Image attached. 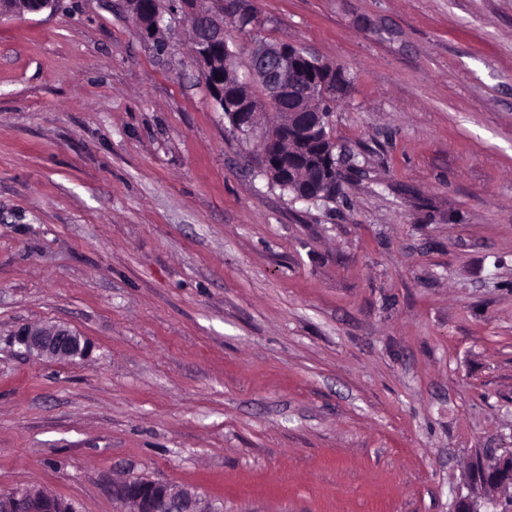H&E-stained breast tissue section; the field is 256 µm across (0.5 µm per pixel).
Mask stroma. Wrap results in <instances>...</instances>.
<instances>
[{
  "instance_id": "obj_1",
  "label": "stroma",
  "mask_w": 512,
  "mask_h": 512,
  "mask_svg": "<svg viewBox=\"0 0 512 512\" xmlns=\"http://www.w3.org/2000/svg\"><path fill=\"white\" fill-rule=\"evenodd\" d=\"M350 82L340 188L259 171L165 13L0 19V490L127 512H454L512 451V0H246ZM57 323L87 357L14 340ZM149 2L158 11L151 13L149 16H143L145 2L137 0L128 1L132 21L145 39H153L155 31L160 28V23L163 19L162 9L159 10L161 6L160 0H149ZM112 497L133 512H217L196 489L143 477L113 482Z\"/></svg>"
}]
</instances>
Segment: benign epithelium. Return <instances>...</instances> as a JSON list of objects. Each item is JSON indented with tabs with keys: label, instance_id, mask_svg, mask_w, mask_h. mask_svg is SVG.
<instances>
[{
	"label": "benign epithelium",
	"instance_id": "obj_1",
	"mask_svg": "<svg viewBox=\"0 0 512 512\" xmlns=\"http://www.w3.org/2000/svg\"><path fill=\"white\" fill-rule=\"evenodd\" d=\"M184 18L198 27L202 38L195 47V63L206 76L220 74L217 60L229 51L224 32V8H231L237 17L250 25L257 17L239 2L224 0H178ZM59 0H28L21 10L3 6L0 18L55 11ZM131 18L145 39L153 38L163 19L158 10L143 15L142 0H128ZM249 81L264 90V108L233 90L229 74L216 84L219 101L230 107L231 128L238 135L257 136L260 143H268L267 131L278 129V136L297 144L307 145L320 138L326 141L325 153L336 155V143L325 136L330 114L309 108L317 96L325 99L336 96V67L319 60L304 48L291 43H270L256 40L250 49ZM264 174H274L279 185L291 190L294 198L305 201L323 199L333 193L336 182L326 167L311 172L308 180L313 187H304L294 174L288 155L264 150L261 155ZM16 340L37 358L71 359L88 352V342L70 329L59 325H31L17 333ZM486 480L492 491L491 502L512 501V455L493 458L487 465ZM112 497L129 504L132 512H217L212 503L197 490L177 488L163 481L136 477L112 483ZM65 506L37 489L26 488L0 495V512H63Z\"/></svg>",
	"mask_w": 512,
	"mask_h": 512
}]
</instances>
